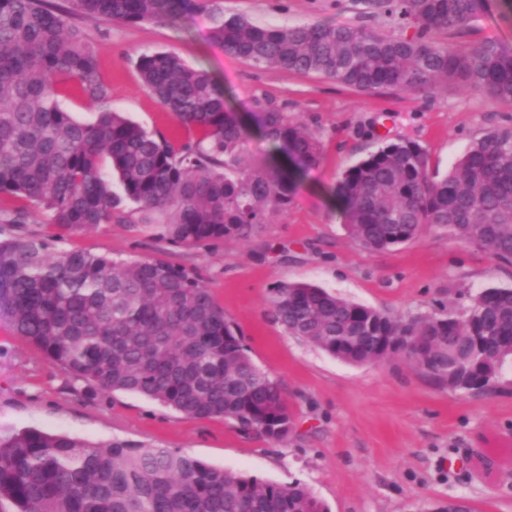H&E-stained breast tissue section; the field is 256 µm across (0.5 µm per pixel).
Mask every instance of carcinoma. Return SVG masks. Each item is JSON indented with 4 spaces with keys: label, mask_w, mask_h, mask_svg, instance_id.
Instances as JSON below:
<instances>
[{
    "label": "carcinoma",
    "mask_w": 512,
    "mask_h": 512,
    "mask_svg": "<svg viewBox=\"0 0 512 512\" xmlns=\"http://www.w3.org/2000/svg\"><path fill=\"white\" fill-rule=\"evenodd\" d=\"M414 30L407 37L347 25L290 28L239 15L212 18L224 52L372 93L428 96L441 86L512 105V48L462 35L488 0H370ZM186 0H0V210L25 224L29 207L66 229L141 223L187 246L246 237L292 204L297 179L319 164L318 132L266 99L252 126L270 143L264 162L241 164L247 130L205 73L175 52L138 57L141 85L195 132L175 141L108 107L112 91L78 19L135 25L173 22ZM75 86L97 109L81 122L65 107ZM115 173L121 193L112 190ZM350 235L382 251L436 225L512 262V125L474 139L443 178L414 141L381 145L346 169L334 189ZM461 313L402 319L312 284L272 289L277 322L348 364L403 357L436 381L479 390L512 363V288L489 286ZM0 320L37 345L84 394L133 393L187 419L232 420L282 444L294 421L279 386L248 354L243 336L202 279L166 260H121L51 251L38 237L0 238ZM328 512L301 482L261 481L170 448L94 444L26 429L0 435V512Z\"/></svg>",
    "instance_id": "obj_1"
}]
</instances>
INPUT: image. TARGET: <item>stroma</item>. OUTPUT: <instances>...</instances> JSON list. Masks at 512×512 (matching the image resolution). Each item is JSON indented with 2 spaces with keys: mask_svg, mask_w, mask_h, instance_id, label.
<instances>
[{
  "mask_svg": "<svg viewBox=\"0 0 512 512\" xmlns=\"http://www.w3.org/2000/svg\"><path fill=\"white\" fill-rule=\"evenodd\" d=\"M237 14L268 27L314 22L375 30L392 19L364 0H192L174 23L126 26L88 20L110 105L151 131H187L141 86L144 53L173 51L224 90L230 109L248 119L263 97L318 131L323 156L298 181L288 211L270 215L246 238L203 246L174 244L127 221L60 231L38 209L23 235L51 238L59 251L116 259H164L195 271L242 331L254 363L279 384L293 414L287 442L271 444L222 419L189 420L134 394L85 397L45 353L0 323V432L34 428L93 443L172 448L221 469L282 485L304 483L329 512H443L464 499L472 512H512V366L490 386L449 389L403 358L349 365L290 335L272 316V289L309 282L398 316L463 310L470 294L512 287V264L458 241L437 226L382 252L348 233L333 188L340 175L382 139L423 145L430 167L446 174L470 142L512 124V106L485 94L441 87L431 95L383 89L361 93L315 74L255 65L224 53L210 37L211 16ZM494 39L512 47V0H489L462 43Z\"/></svg>",
  "mask_w": 512,
  "mask_h": 512,
  "instance_id": "obj_1",
  "label": "stroma"
}]
</instances>
